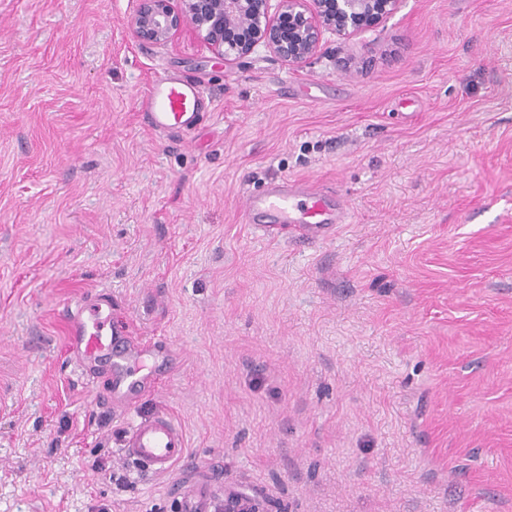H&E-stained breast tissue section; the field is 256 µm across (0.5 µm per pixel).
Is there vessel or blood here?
<instances>
[{
    "label": "vessel or blood",
    "instance_id": "1",
    "mask_svg": "<svg viewBox=\"0 0 512 512\" xmlns=\"http://www.w3.org/2000/svg\"><path fill=\"white\" fill-rule=\"evenodd\" d=\"M139 109L154 132H189L205 111V95L191 78L160 74L142 96ZM259 215L264 218L261 228L265 234L274 235L288 225L299 228L307 241L325 237L349 218L344 201L332 188L297 179L272 181L262 194L248 196L245 221L253 222ZM63 321L67 348L78 370L91 372L96 362L108 359L110 382L103 396L114 409H123L149 388L152 378L144 373L142 362L150 348L129 346L121 332L114 330L110 299L100 296L67 305ZM121 453L146 471L165 474L185 458V435L178 422L159 414L130 428Z\"/></svg>",
    "mask_w": 512,
    "mask_h": 512
}]
</instances>
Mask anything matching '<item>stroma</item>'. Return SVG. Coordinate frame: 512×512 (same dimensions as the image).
Segmentation results:
<instances>
[{
    "label": "stroma",
    "instance_id": "stroma-1",
    "mask_svg": "<svg viewBox=\"0 0 512 512\" xmlns=\"http://www.w3.org/2000/svg\"><path fill=\"white\" fill-rule=\"evenodd\" d=\"M136 0H0V512H181L188 490L276 512H512V0H402L304 64L218 67ZM161 72L213 104L147 128ZM325 184L350 221L301 243L246 195ZM105 292L170 368L123 415L65 345ZM172 415L188 456L117 455ZM221 512H268V508L258 500L238 494L224 497Z\"/></svg>",
    "mask_w": 512,
    "mask_h": 512
}]
</instances>
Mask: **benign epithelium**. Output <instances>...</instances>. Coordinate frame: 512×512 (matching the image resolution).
Segmentation results:
<instances>
[{
	"label": "benign epithelium",
	"instance_id": "7a95c632",
	"mask_svg": "<svg viewBox=\"0 0 512 512\" xmlns=\"http://www.w3.org/2000/svg\"><path fill=\"white\" fill-rule=\"evenodd\" d=\"M277 2L271 6V2ZM133 38L169 41L192 29L215 59L230 63L264 47L290 65L306 62L325 33L349 38L379 24L402 0H136ZM221 512H268L244 495L224 498Z\"/></svg>",
	"mask_w": 512,
	"mask_h": 512
}]
</instances>
